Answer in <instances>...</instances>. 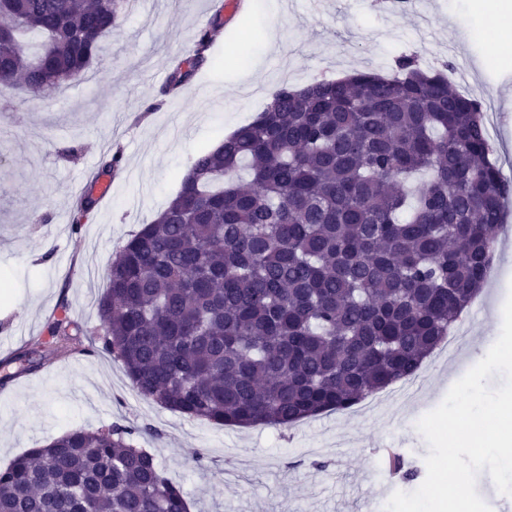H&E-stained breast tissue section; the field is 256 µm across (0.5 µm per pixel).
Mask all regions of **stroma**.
<instances>
[{
    "label": "stroma",
    "mask_w": 512,
    "mask_h": 512,
    "mask_svg": "<svg viewBox=\"0 0 512 512\" xmlns=\"http://www.w3.org/2000/svg\"><path fill=\"white\" fill-rule=\"evenodd\" d=\"M216 0H136L105 53L56 94L32 101L0 91V361L37 348L45 324L68 311L80 332L66 352L0 388V468L77 429L113 423L139 428L137 443L182 487L190 512H384L393 491L411 492L427 474L428 445L418 420L497 341L512 293V199L504 204L497 272L474 299L453 354L435 353L412 380L389 388L371 409L327 412L286 428H238L192 419L142 398L121 365L95 353L97 302L105 270L130 234L175 196L201 151L249 123L279 85L354 71L391 74L402 55L421 67L451 63L466 72L457 88L490 89L496 125L489 135L502 172L512 173V68L483 65L473 0H416L386 14L369 0H279L272 16L245 10L216 16ZM220 19L209 59L177 94H160L171 62L195 47L200 19ZM120 153L112 191L73 232L76 202L105 156ZM394 449L413 480L394 489L365 472Z\"/></svg>",
    "instance_id": "stroma-1"
}]
</instances>
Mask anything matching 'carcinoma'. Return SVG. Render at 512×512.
Wrapping results in <instances>:
<instances>
[{"label":"carcinoma","instance_id":"carcinoma-1","mask_svg":"<svg viewBox=\"0 0 512 512\" xmlns=\"http://www.w3.org/2000/svg\"><path fill=\"white\" fill-rule=\"evenodd\" d=\"M131 0H0V88L41 99L100 56ZM212 29L177 61L185 86ZM483 104L412 55L283 84L199 153L106 269L98 351L137 392L221 426L288 427L414 378L488 279L512 182ZM95 204L80 199L79 232ZM75 326H46L58 344ZM38 367L32 352L9 360ZM140 430H75L0 469V512H189Z\"/></svg>","mask_w":512,"mask_h":512}]
</instances>
